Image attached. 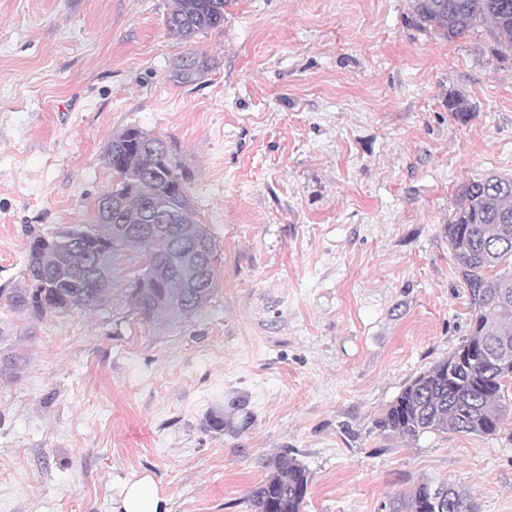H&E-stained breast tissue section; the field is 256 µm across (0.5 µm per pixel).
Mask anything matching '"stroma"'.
Returning a JSON list of instances; mask_svg holds the SVG:
<instances>
[{
  "instance_id": "stroma-1",
  "label": "stroma",
  "mask_w": 512,
  "mask_h": 512,
  "mask_svg": "<svg viewBox=\"0 0 512 512\" xmlns=\"http://www.w3.org/2000/svg\"><path fill=\"white\" fill-rule=\"evenodd\" d=\"M407 3L229 0L185 41L173 0H0V288L28 231L93 222L131 125L176 147L220 254L185 320L135 313L128 251L99 309L0 308L24 357L0 380V512H112L146 470L171 512H250L284 451L311 474L305 512H385L425 477L512 512V395L492 435L377 426L470 334L444 233L461 186L512 176V58L486 27L420 30ZM190 52L210 68L177 83Z\"/></svg>"
}]
</instances>
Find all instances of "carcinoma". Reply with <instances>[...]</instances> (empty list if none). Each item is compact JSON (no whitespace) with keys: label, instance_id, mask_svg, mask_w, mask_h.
<instances>
[{"label":"carcinoma","instance_id":"carcinoma-1","mask_svg":"<svg viewBox=\"0 0 512 512\" xmlns=\"http://www.w3.org/2000/svg\"><path fill=\"white\" fill-rule=\"evenodd\" d=\"M227 0H174L166 24L170 33L190 40L224 23ZM412 23L447 41L481 25L493 29L497 54L512 53V0H408ZM209 69L204 56H187L172 77L193 82ZM163 140L129 126L108 142L112 169L108 195L112 210L96 214L84 228L30 237L22 279L0 288V300L15 315L41 320L47 314L94 311L112 298V260L122 249H145V267L131 294L146 319L174 321L203 307L216 285L218 249L199 223L186 191L188 172L173 150L156 156L149 145ZM448 247L470 291L474 324L455 352L420 373L377 422L380 431L415 440L428 432L491 435L505 418V393L512 367L494 362L474 369L462 353H480L512 344V176L496 172L472 179L460 192L458 209L445 225ZM207 243L208 256L191 269L182 254ZM8 327H0V376L9 377L21 356L12 351ZM265 479L249 497L250 512H303L311 485L309 471L284 452L269 460ZM444 512H476L466 493L452 482L421 479L407 496L391 502L392 512H429L432 496Z\"/></svg>","mask_w":512,"mask_h":512}]
</instances>
